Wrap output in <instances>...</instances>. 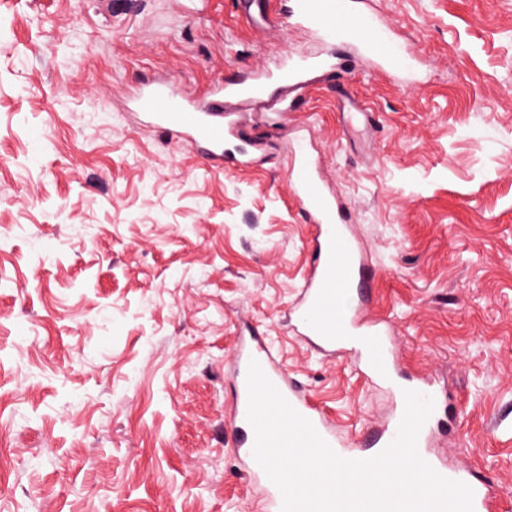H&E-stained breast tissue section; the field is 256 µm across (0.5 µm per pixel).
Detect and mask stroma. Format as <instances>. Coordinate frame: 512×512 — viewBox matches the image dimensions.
Listing matches in <instances>:
<instances>
[{"mask_svg":"<svg viewBox=\"0 0 512 512\" xmlns=\"http://www.w3.org/2000/svg\"><path fill=\"white\" fill-rule=\"evenodd\" d=\"M415 52L395 83L350 54L251 167H212L127 107L146 75L191 95L317 51L233 0H0V512H265L232 450L226 373L258 328L358 447L398 394L291 333L310 229L295 128L375 263L370 314L404 371L455 397L437 452L512 512V0H377ZM382 113L346 135L345 98Z\"/></svg>","mask_w":512,"mask_h":512,"instance_id":"obj_1","label":"stroma"}]
</instances>
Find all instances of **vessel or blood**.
Returning a JSON list of instances; mask_svg holds the SVG:
<instances>
[{
  "mask_svg": "<svg viewBox=\"0 0 512 512\" xmlns=\"http://www.w3.org/2000/svg\"><path fill=\"white\" fill-rule=\"evenodd\" d=\"M279 2L290 23L314 31L325 43H351L399 83L407 82L412 60L393 39L390 25L358 7L356 0H235L238 12L258 27L269 26L271 2ZM338 68L334 55L311 57L304 51L285 52L276 71H253L210 90L206 103L171 84H146L136 91L132 105L155 127L194 147L211 165L246 166L253 157L235 106L261 101L270 87L300 91L315 75ZM289 188L312 229L309 269L292 305L295 334L318 353L335 356L345 351L371 380L393 377L396 344L389 324L366 323L372 302L376 270L367 253L358 248L348 227L349 215L325 185L308 141L297 143L290 156ZM258 362L272 384L303 417L309 420L329 447L341 458L369 459L379 454L397 435L403 417L395 412L378 427L365 448L349 451L329 416L312 400L297 379L280 366L269 339L252 331L238 336L231 365L234 402L231 409L233 446L249 480L263 497L266 512H281L283 497L253 454L255 433L248 420L247 375L250 362ZM436 422L427 419L418 437V453L442 476L462 482L473 491V512H492L495 491L468 467H448L430 450Z\"/></svg>",
  "mask_w": 512,
  "mask_h": 512,
  "instance_id": "obj_1",
  "label": "vessel or blood"
}]
</instances>
